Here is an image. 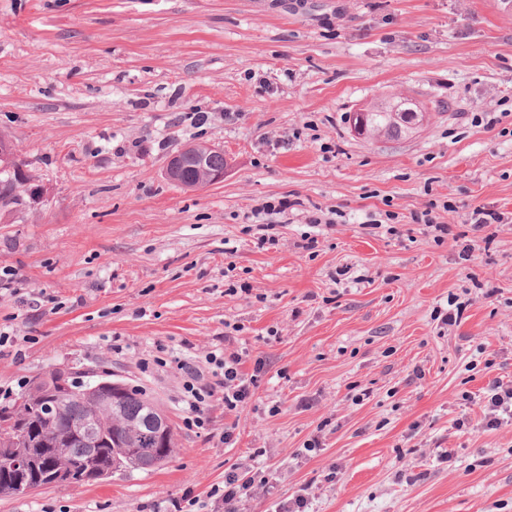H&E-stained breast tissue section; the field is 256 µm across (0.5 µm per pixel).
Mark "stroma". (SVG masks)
<instances>
[{
    "label": "stroma",
    "mask_w": 512,
    "mask_h": 512,
    "mask_svg": "<svg viewBox=\"0 0 512 512\" xmlns=\"http://www.w3.org/2000/svg\"><path fill=\"white\" fill-rule=\"evenodd\" d=\"M383 93L414 132H354ZM0 135L43 189L0 209V405L107 371L176 439L160 468L0 512H210L249 461L274 481L247 512L306 487L308 512H512V424L477 402L512 378V223H468L512 214L502 0H0ZM191 144L223 150L222 182L167 179ZM229 324L252 395L187 428L167 358L223 350ZM468 223L474 224V229L478 231L490 224H510L512 216L509 217L496 209L478 207L472 211Z\"/></svg>",
    "instance_id": "stroma-1"
}]
</instances>
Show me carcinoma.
Returning <instances> with one entry per match:
<instances>
[{"mask_svg":"<svg viewBox=\"0 0 512 512\" xmlns=\"http://www.w3.org/2000/svg\"><path fill=\"white\" fill-rule=\"evenodd\" d=\"M404 109L402 99H383L380 105L368 109V124L381 134L394 137L408 135L413 128L399 118ZM18 177L8 171L0 172V207L15 203ZM48 372L36 382L29 383L22 397L29 406L17 412L11 406L0 407V436L13 446V452L28 458L23 472H0V496L18 495V485L46 481L54 465L65 460L71 484H96L99 473L114 477L166 464L175 446L174 431L163 436L148 426L145 415L154 400L142 389H134L121 397L118 407L110 414L99 416L94 428L98 444L90 448L77 426L91 417L95 394L87 391L89 384L79 385L78 392L59 400L52 419L40 414L41 406L53 396V383Z\"/></svg>","mask_w":512,"mask_h":512,"instance_id":"carcinoma-1","label":"carcinoma"}]
</instances>
